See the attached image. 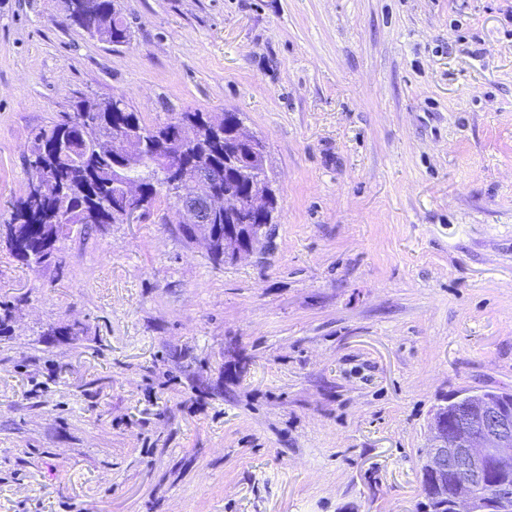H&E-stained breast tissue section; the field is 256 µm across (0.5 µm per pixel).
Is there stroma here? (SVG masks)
Returning <instances> with one entry per match:
<instances>
[{"mask_svg": "<svg viewBox=\"0 0 512 512\" xmlns=\"http://www.w3.org/2000/svg\"><path fill=\"white\" fill-rule=\"evenodd\" d=\"M0 0V221L79 96L240 113L282 209L0 244V512H416L437 408L512 392V0ZM113 0H65V19L80 29L100 26L105 15L112 16V26L105 32L103 42L120 46L128 42L130 30L123 17L116 10Z\"/></svg>", "mask_w": 512, "mask_h": 512, "instance_id": "stroma-1", "label": "stroma"}]
</instances>
